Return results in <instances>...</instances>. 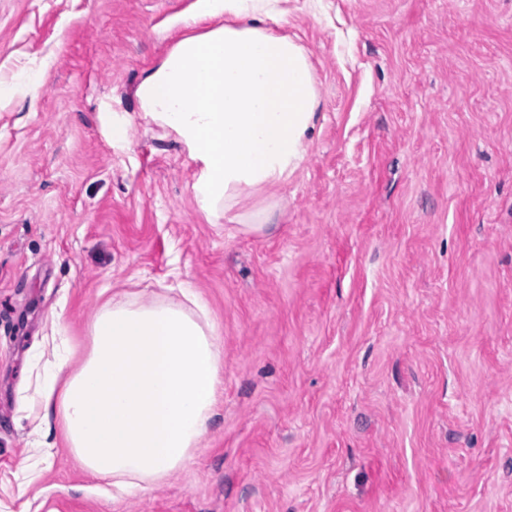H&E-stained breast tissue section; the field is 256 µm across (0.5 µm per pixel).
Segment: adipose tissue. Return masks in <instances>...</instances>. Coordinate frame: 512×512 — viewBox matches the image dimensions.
Listing matches in <instances>:
<instances>
[{"instance_id": "1", "label": "adipose tissue", "mask_w": 512, "mask_h": 512, "mask_svg": "<svg viewBox=\"0 0 512 512\" xmlns=\"http://www.w3.org/2000/svg\"><path fill=\"white\" fill-rule=\"evenodd\" d=\"M278 0H197L177 39L136 87L145 119L169 130L199 168L194 199L208 219L250 231L273 224L243 197L277 186L305 159L319 104L304 48L273 32ZM227 24H219V17ZM113 293L96 313L90 346L75 359L53 317L52 360L33 400L59 421L71 453L120 493L146 489L202 448L223 386V352L203 297Z\"/></svg>"}]
</instances>
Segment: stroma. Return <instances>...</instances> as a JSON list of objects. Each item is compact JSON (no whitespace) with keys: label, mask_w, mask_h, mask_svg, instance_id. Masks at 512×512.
I'll list each match as a JSON object with an SVG mask.
<instances>
[{"label":"stroma","mask_w":512,"mask_h":512,"mask_svg":"<svg viewBox=\"0 0 512 512\" xmlns=\"http://www.w3.org/2000/svg\"><path fill=\"white\" fill-rule=\"evenodd\" d=\"M196 0H0V512H512V0H285L319 82L299 169L209 222L135 89ZM129 125L112 139L111 120ZM201 293L224 392L191 463L113 496L35 432L54 314ZM44 86V75L42 71L27 73L11 82L0 81V98L12 97L20 91L34 101Z\"/></svg>","instance_id":"obj_1"}]
</instances>
